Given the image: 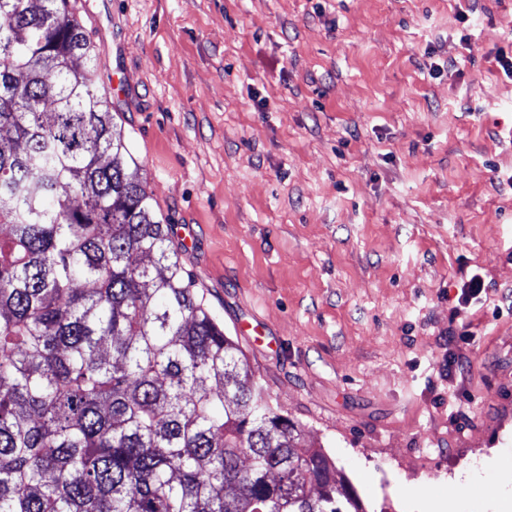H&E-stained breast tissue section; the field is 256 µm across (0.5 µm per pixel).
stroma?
I'll list each match as a JSON object with an SVG mask.
<instances>
[{
    "label": "stroma",
    "instance_id": "obj_1",
    "mask_svg": "<svg viewBox=\"0 0 512 512\" xmlns=\"http://www.w3.org/2000/svg\"><path fill=\"white\" fill-rule=\"evenodd\" d=\"M156 216L368 512L512 497V0H69ZM467 14L460 22L459 14ZM451 68L429 77L432 58ZM480 274L487 302L458 290ZM473 334L448 373V327ZM440 449L435 462L423 452Z\"/></svg>",
    "mask_w": 512,
    "mask_h": 512
}]
</instances>
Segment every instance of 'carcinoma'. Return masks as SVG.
Masks as SVG:
<instances>
[{
  "mask_svg": "<svg viewBox=\"0 0 512 512\" xmlns=\"http://www.w3.org/2000/svg\"><path fill=\"white\" fill-rule=\"evenodd\" d=\"M68 0H0V512H365L192 288Z\"/></svg>",
  "mask_w": 512,
  "mask_h": 512,
  "instance_id": "carcinoma-1",
  "label": "carcinoma"
}]
</instances>
